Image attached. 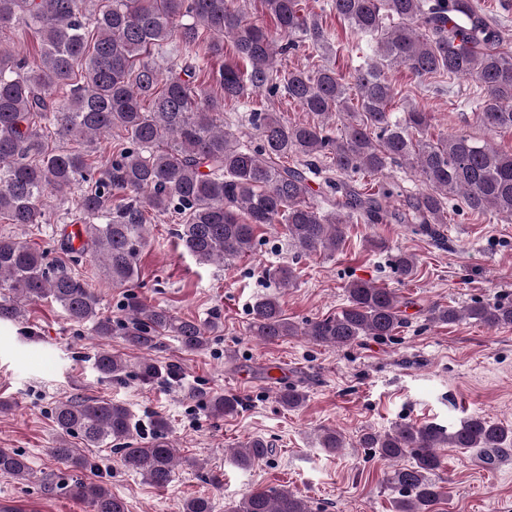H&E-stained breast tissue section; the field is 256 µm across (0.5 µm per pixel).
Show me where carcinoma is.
I'll use <instances>...</instances> for the list:
<instances>
[{
	"label": "carcinoma",
	"instance_id": "obj_1",
	"mask_svg": "<svg viewBox=\"0 0 512 512\" xmlns=\"http://www.w3.org/2000/svg\"><path fill=\"white\" fill-rule=\"evenodd\" d=\"M0 0V30L23 21L39 39L31 59L0 48V219L21 228L47 223L45 198L86 185L77 200L82 244L63 233V260L17 236L0 235V321L20 322L26 306L50 300L66 319L101 339L119 336L138 351L144 380L174 377L160 371L150 352L165 336L183 350L205 349L218 318H183L149 304L135 292L138 259L146 245V212L182 215L175 235L202 263L224 264L251 253L257 232L279 224L295 253H336L346 243L348 224H415L431 236L448 223V200L457 196L473 212L512 218V153L489 142L453 135L436 142L425 137L431 115L415 107L392 109L395 92L386 71L405 67L418 80L470 77L479 89L474 112L487 129L512 131V35L493 23L475 0H328L355 37L376 39L375 59L355 69L349 83L336 69L312 63L280 74L277 56L309 41L324 54L333 51L318 17L301 12L299 0H260L274 29L250 21V0ZM210 38L214 55L233 42L238 60L218 71L220 94L198 84L210 73L199 46ZM172 60L165 76L151 58ZM253 92L285 95L317 122L292 123L275 112H251L258 132L254 145L224 128V101ZM357 105H349L350 96ZM341 126L334 133L332 118ZM118 132L106 161L89 152L62 150L57 140L95 144ZM400 164L418 175L425 189L401 196L381 181L371 193L358 190L354 177L379 175ZM332 176L319 190L312 176L322 168ZM90 257L114 288L125 289L123 318L103 314L95 291L69 264ZM281 288L294 286L292 267L266 270ZM346 303L333 315L295 323L274 294L251 307L249 332L270 343L305 336L328 346H348L366 336L387 338L405 322L404 303L391 288L355 280ZM473 319L489 328L512 326V297L459 309L434 304L428 320L453 324ZM95 366L104 378L120 380L127 360L101 350ZM287 410L304 405L295 386L277 391ZM206 406L215 418L239 412L234 395L211 394ZM51 416L60 433L52 456L69 468L86 460L68 438L87 448H109L123 467L164 488L180 464L179 449L158 416L152 435L143 436L129 409L110 399H61ZM321 446L334 453L343 438L327 429ZM360 445L393 462L387 482L401 491L395 512H433L444 497L438 471L444 447L483 450L482 462L496 466L512 459V427L482 417L462 420L450 433L429 424H396L367 431ZM271 444L253 437L234 449L242 467L266 458ZM410 459L407 464L404 459ZM0 474L23 484L33 477L25 455L0 448ZM42 492L62 491L86 500L91 512H127L124 502L102 484L68 482L55 473L41 480ZM231 512H310L308 502L287 488L248 492Z\"/></svg>",
	"mask_w": 512,
	"mask_h": 512
}]
</instances>
